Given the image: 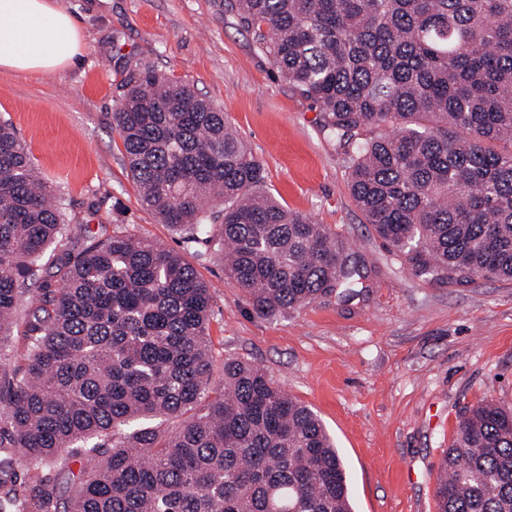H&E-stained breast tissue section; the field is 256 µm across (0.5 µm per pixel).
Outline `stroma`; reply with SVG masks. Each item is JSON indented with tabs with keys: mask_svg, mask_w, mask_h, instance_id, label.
<instances>
[{
	"mask_svg": "<svg viewBox=\"0 0 512 512\" xmlns=\"http://www.w3.org/2000/svg\"><path fill=\"white\" fill-rule=\"evenodd\" d=\"M82 54L45 73L0 71V121L27 144L70 226L125 230L194 259L210 284L212 385L228 358L264 369L310 406L347 464L354 512H436L444 450L484 400L512 408V280L424 282L371 233L320 114L240 28L228 0H58ZM150 67L191 84L224 114L265 168L266 191L346 237L369 274L347 302L257 314L219 254L193 251L144 208L112 124L120 82Z\"/></svg>",
	"mask_w": 512,
	"mask_h": 512,
	"instance_id": "35a3bbf8",
	"label": "stroma"
}]
</instances>
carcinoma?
I'll return each instance as SVG.
<instances>
[{"label": "carcinoma", "mask_w": 512, "mask_h": 512, "mask_svg": "<svg viewBox=\"0 0 512 512\" xmlns=\"http://www.w3.org/2000/svg\"><path fill=\"white\" fill-rule=\"evenodd\" d=\"M230 7L320 112L355 204L413 276L512 279V0ZM121 87L112 123L142 205L204 246L198 258L221 253L258 314L366 288L340 235L265 192L263 163L220 108L150 68ZM72 232L0 123V443L13 448L0 452V512H352L312 409L240 359L210 387L213 297L195 267L151 239L78 246ZM30 287L27 353L12 362L3 346ZM435 496L437 512H512V411H470Z\"/></svg>", "instance_id": "cac0c4a2"}]
</instances>
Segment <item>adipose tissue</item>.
Wrapping results in <instances>:
<instances>
[{"mask_svg":"<svg viewBox=\"0 0 512 512\" xmlns=\"http://www.w3.org/2000/svg\"><path fill=\"white\" fill-rule=\"evenodd\" d=\"M80 55V29L55 0H0V68L48 72Z\"/></svg>","mask_w":512,"mask_h":512,"instance_id":"1","label":"adipose tissue"}]
</instances>
